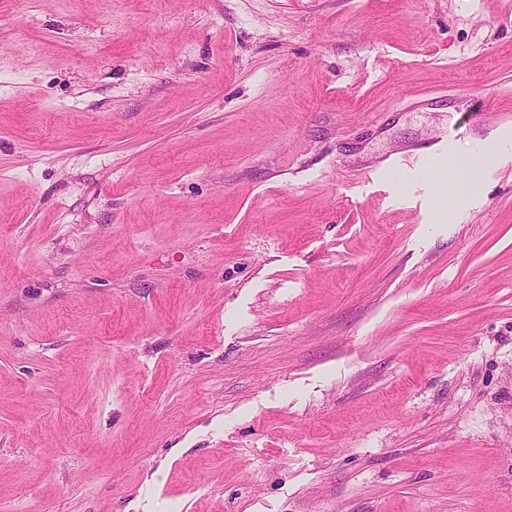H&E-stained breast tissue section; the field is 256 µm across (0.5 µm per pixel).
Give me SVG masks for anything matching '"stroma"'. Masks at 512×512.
Listing matches in <instances>:
<instances>
[{"label": "stroma", "mask_w": 512, "mask_h": 512, "mask_svg": "<svg viewBox=\"0 0 512 512\" xmlns=\"http://www.w3.org/2000/svg\"><path fill=\"white\" fill-rule=\"evenodd\" d=\"M506 117L512 0H0V512H512ZM462 175L468 176V183L472 188L479 186L481 174L471 168L467 154H460L456 164L448 171V188Z\"/></svg>", "instance_id": "obj_1"}]
</instances>
